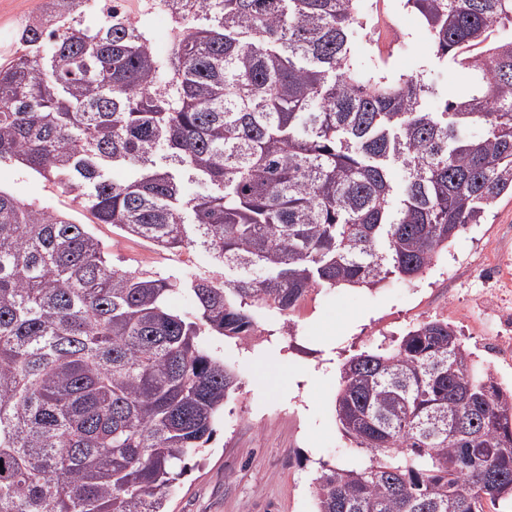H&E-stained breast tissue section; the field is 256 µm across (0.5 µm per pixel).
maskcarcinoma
Listing matches in <instances>:
<instances>
[{
  "instance_id": "cac0c4a2",
  "label": "carcinoma",
  "mask_w": 512,
  "mask_h": 512,
  "mask_svg": "<svg viewBox=\"0 0 512 512\" xmlns=\"http://www.w3.org/2000/svg\"><path fill=\"white\" fill-rule=\"evenodd\" d=\"M163 2L166 54L119 0L93 28L90 0H42L0 64V163L236 277L114 269L86 225L0 190V512H166L238 390L204 337L418 276L512 197V0H407L472 76L439 109L424 76L355 63L359 0ZM336 421L362 457L321 468L317 512L512 501V389L445 321L347 360Z\"/></svg>"
}]
</instances>
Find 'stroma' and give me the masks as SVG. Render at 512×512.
Here are the masks:
<instances>
[{
	"mask_svg": "<svg viewBox=\"0 0 512 512\" xmlns=\"http://www.w3.org/2000/svg\"><path fill=\"white\" fill-rule=\"evenodd\" d=\"M39 2L0 0V62L14 52L20 22ZM374 3L378 25L399 29L410 74L423 75L443 92L466 84V71L437 57L417 14L402 12L401 0ZM0 189L87 225L105 245L114 268L174 277L224 275L205 251L164 252L146 240L121 235L111 225L95 223L71 196L16 165L0 163ZM479 245L489 252L512 248V198L499 200L487 223L470 225L417 279L393 276L374 288L318 289L288 320L257 312L256 321L268 335L248 345L210 337V350L235 371L239 388L225 405L208 448L178 481L168 512H315L311 483L320 461L336 464L355 456L336 422L343 364L424 321L433 311L436 292H449L448 322L457 326L466 345L476 346L473 330L460 325L459 307L478 303L483 286L460 280L458 273L474 260Z\"/></svg>",
	"mask_w": 512,
	"mask_h": 512,
	"instance_id": "35a3bbf8",
	"label": "stroma"
}]
</instances>
